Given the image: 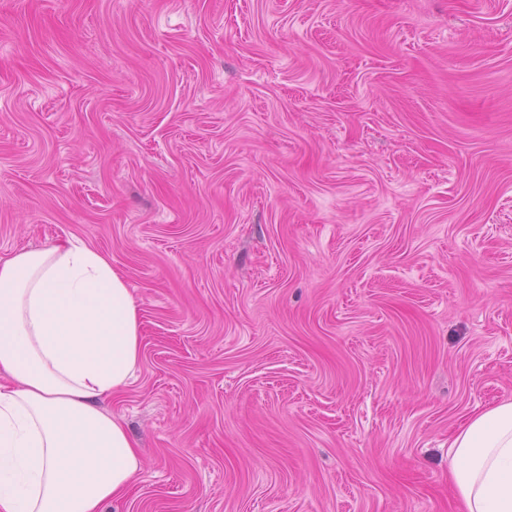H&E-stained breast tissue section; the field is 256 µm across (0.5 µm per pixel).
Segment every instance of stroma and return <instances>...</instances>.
Wrapping results in <instances>:
<instances>
[{"instance_id": "stroma-1", "label": "stroma", "mask_w": 512, "mask_h": 512, "mask_svg": "<svg viewBox=\"0 0 512 512\" xmlns=\"http://www.w3.org/2000/svg\"><path fill=\"white\" fill-rule=\"evenodd\" d=\"M141 319L103 512H457L512 399V0H0V258ZM459 512H512V400L467 415L448 440Z\"/></svg>"}]
</instances>
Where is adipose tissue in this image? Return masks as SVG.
<instances>
[{"label": "adipose tissue", "mask_w": 512, "mask_h": 512, "mask_svg": "<svg viewBox=\"0 0 512 512\" xmlns=\"http://www.w3.org/2000/svg\"><path fill=\"white\" fill-rule=\"evenodd\" d=\"M141 322L111 260L73 241L0 261V512H101L142 468L99 397L124 390ZM460 512H512V400L448 441Z\"/></svg>", "instance_id": "1"}]
</instances>
